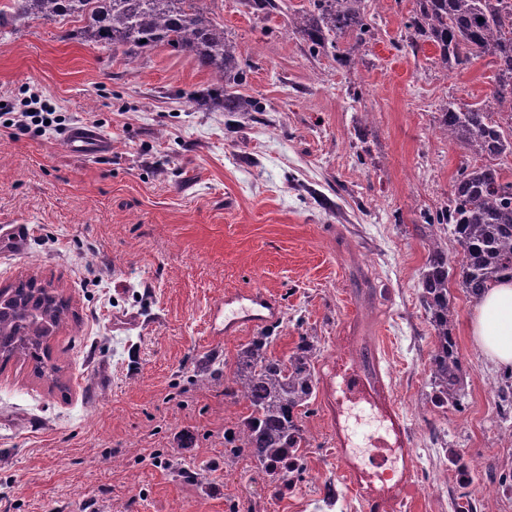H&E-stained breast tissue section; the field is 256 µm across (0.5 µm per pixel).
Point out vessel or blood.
Wrapping results in <instances>:
<instances>
[{"label": "vessel or blood", "mask_w": 512, "mask_h": 512, "mask_svg": "<svg viewBox=\"0 0 512 512\" xmlns=\"http://www.w3.org/2000/svg\"><path fill=\"white\" fill-rule=\"evenodd\" d=\"M70 151L87 157L109 152L96 131L77 127L66 139ZM281 302L260 289L224 296V334L239 335L278 317ZM336 427L337 458L365 494L367 512H397L414 488L412 443L404 417L383 379L357 371L329 370L323 379Z\"/></svg>", "instance_id": "obj_1"}]
</instances>
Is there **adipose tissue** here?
<instances>
[{
    "label": "adipose tissue",
    "instance_id": "1",
    "mask_svg": "<svg viewBox=\"0 0 512 512\" xmlns=\"http://www.w3.org/2000/svg\"><path fill=\"white\" fill-rule=\"evenodd\" d=\"M469 331L476 349L491 368L512 369V281L497 283L477 300Z\"/></svg>",
    "mask_w": 512,
    "mask_h": 512
}]
</instances>
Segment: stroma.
<instances>
[{"label":"stroma","instance_id":"1","mask_svg":"<svg viewBox=\"0 0 512 512\" xmlns=\"http://www.w3.org/2000/svg\"><path fill=\"white\" fill-rule=\"evenodd\" d=\"M307 3L264 16L203 0L237 46V91L260 107L250 120L194 107L190 94L213 78L165 46L115 55L72 38L83 22L71 17L0 40V97L39 92L62 126H0V229H30L21 248L0 246V288L32 276L70 304L49 347L58 373L0 367V496L13 512H315L331 487L338 512H364L323 396L304 419L298 493L273 496L258 461L225 453L246 409L198 367L233 365L262 332L278 356L317 337L320 373L351 337L376 350L414 448L405 512H452L464 492L481 512H512V493L489 492L512 472V422L468 333L474 301L450 273L467 395L462 409L434 408L419 288L423 216L473 162L441 136L438 113L484 100L492 71L482 59L449 72L431 50L412 52L400 37L412 0H371L375 37L362 62L338 67L291 30V10ZM75 127L111 139V153L73 154L64 133ZM251 288L282 300L278 318L215 339L225 292ZM449 448L476 462L469 484Z\"/></svg>","mask_w":512,"mask_h":512}]
</instances>
